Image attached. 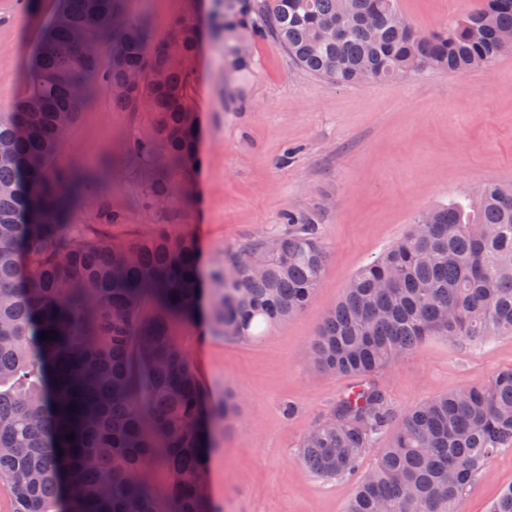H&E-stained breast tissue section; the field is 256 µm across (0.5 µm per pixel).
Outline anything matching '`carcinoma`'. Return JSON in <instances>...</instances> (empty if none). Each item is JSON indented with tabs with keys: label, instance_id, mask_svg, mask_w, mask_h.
Returning a JSON list of instances; mask_svg holds the SVG:
<instances>
[{
	"label": "carcinoma",
	"instance_id": "cac0c4a2",
	"mask_svg": "<svg viewBox=\"0 0 512 512\" xmlns=\"http://www.w3.org/2000/svg\"><path fill=\"white\" fill-rule=\"evenodd\" d=\"M93 10L92 38L112 53L104 72L74 37ZM340 22L350 33L336 39L330 29ZM211 27L224 34L232 90L252 70L241 40L265 34L302 71L341 85L429 69L464 75L512 52L500 41L512 31V0H485L427 34L397 18L395 0H224ZM200 37L181 21L153 46L149 22L127 17L120 0H62L29 94L0 113V149L18 159L0 162V491L11 512H220L203 486L235 395L207 398L172 328L203 322L251 341L256 325L283 322L315 299L327 252L314 224L226 250L204 274L196 238L168 224L118 237L71 223L98 177L54 158L101 84L112 105L154 113L153 137L130 143L127 158L156 168L158 204L178 198L176 176L198 165L184 61ZM43 331L57 337L43 341ZM430 336L512 338V186L488 183L476 203L427 211L351 277L311 339L310 362L357 385L302 439L301 462L323 478L348 476L396 426L346 512H460L472 479L512 448V367L395 421L376 375ZM156 463L172 475L166 508L148 485Z\"/></svg>",
	"mask_w": 512,
	"mask_h": 512
}]
</instances>
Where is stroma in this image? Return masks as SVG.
Returning a JSON list of instances; mask_svg holds the SVG:
<instances>
[{
    "label": "stroma",
    "instance_id": "stroma-1",
    "mask_svg": "<svg viewBox=\"0 0 512 512\" xmlns=\"http://www.w3.org/2000/svg\"><path fill=\"white\" fill-rule=\"evenodd\" d=\"M219 0H123L128 15L147 18L151 40H166L177 20L202 35L190 65L189 103L200 119L199 165L182 177L178 203L151 206V173L125 163L127 142L152 132L150 112H126L98 87L56 159L91 164L98 195L122 224L118 236L156 225L194 235L203 267L226 249L278 233L284 214L314 222L328 261L316 299L303 313L249 342L228 341L201 326L175 336L211 401L233 390L236 421L217 434L207 495L222 512H343L374 468L376 451L349 477L324 479L298 459L303 436L355 384L314 369L308 343L348 280L410 230L419 213L449 198L475 196L481 185H512V52L457 75L426 70L380 82L338 85L298 69L270 36L251 52L253 75L230 94L224 41L209 20ZM484 0H396L417 29L432 32L480 9ZM60 0H0V112L28 91L30 61ZM512 367V338L455 344L427 338L381 371L395 413L437 395L482 383ZM294 405L285 416V405ZM512 483V449L502 450L463 498V512H487Z\"/></svg>",
    "mask_w": 512,
    "mask_h": 512
}]
</instances>
